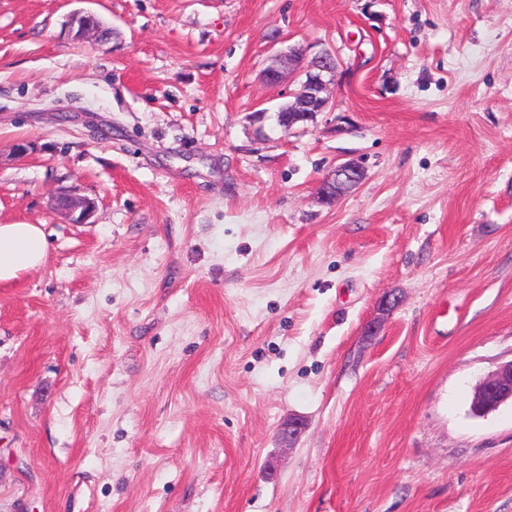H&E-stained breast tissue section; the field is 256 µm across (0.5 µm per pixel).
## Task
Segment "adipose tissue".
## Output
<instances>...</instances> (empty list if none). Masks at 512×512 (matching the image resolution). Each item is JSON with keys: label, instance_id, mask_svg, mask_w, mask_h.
Segmentation results:
<instances>
[{"label": "adipose tissue", "instance_id": "adipose-tissue-1", "mask_svg": "<svg viewBox=\"0 0 512 512\" xmlns=\"http://www.w3.org/2000/svg\"><path fill=\"white\" fill-rule=\"evenodd\" d=\"M47 235L39 224H0V285L39 269L47 256Z\"/></svg>", "mask_w": 512, "mask_h": 512}]
</instances>
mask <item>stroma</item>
I'll list each match as a JSON object with an SVG mask.
<instances>
[{
	"label": "stroma",
	"mask_w": 512,
	"mask_h": 512,
	"mask_svg": "<svg viewBox=\"0 0 512 512\" xmlns=\"http://www.w3.org/2000/svg\"><path fill=\"white\" fill-rule=\"evenodd\" d=\"M274 44L342 63L306 130L248 119ZM13 223L0 512H512V0H0ZM69 31L74 40L94 38L96 40L106 39L105 31L97 22L94 14L84 11H76L69 18ZM104 37V38H103ZM365 178V169L361 162L349 160L336 165L333 172L323 178L318 188V200L331 204L341 194L356 188ZM57 200L58 205L68 213L73 224L86 223L95 208V203L91 199L71 194L60 193ZM48 251L47 235L40 224H0V285L13 284L39 269ZM509 401L512 403V361L501 365L479 383L474 395V406L488 412Z\"/></svg>",
	"instance_id": "stroma-1"
}]
</instances>
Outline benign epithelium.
Returning <instances> with one entry per match:
<instances>
[{"label": "benign epithelium", "mask_w": 512, "mask_h": 512, "mask_svg": "<svg viewBox=\"0 0 512 512\" xmlns=\"http://www.w3.org/2000/svg\"><path fill=\"white\" fill-rule=\"evenodd\" d=\"M69 31L75 40H101L105 34L94 14L84 11L71 14ZM306 53L307 50L295 47L286 51L273 50L267 56L262 69V76L268 82L276 83L289 76L296 84V88L289 93L290 100L278 109L281 128L288 131L296 127H306L329 109V97L326 93L336 83L340 67L337 56L325 48L314 52L309 59L306 58ZM364 178L365 169L361 162L349 160L340 163L330 175L322 179L318 188V200L323 204H330L341 194L356 188ZM57 200L74 224L86 223L95 208L94 201L71 194L62 193ZM509 401L512 402V360L501 365L479 383L474 395V406L488 412ZM304 429L302 419L288 418L279 429L282 443L293 445L300 439Z\"/></svg>", "instance_id": "benign-epithelium-1"}]
</instances>
